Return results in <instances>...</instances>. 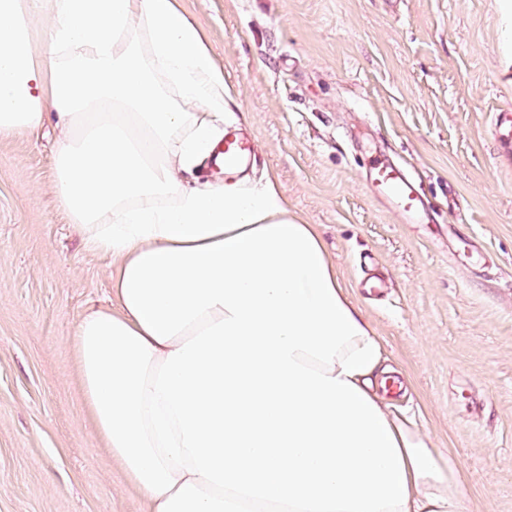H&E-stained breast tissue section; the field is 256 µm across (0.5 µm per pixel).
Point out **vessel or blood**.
Segmentation results:
<instances>
[{
    "instance_id": "1",
    "label": "vessel or blood",
    "mask_w": 512,
    "mask_h": 512,
    "mask_svg": "<svg viewBox=\"0 0 512 512\" xmlns=\"http://www.w3.org/2000/svg\"><path fill=\"white\" fill-rule=\"evenodd\" d=\"M253 151L250 140L235 127L224 129V143L213 159V164L225 176L235 174ZM369 181L375 193L387 200L390 207L407 222H421L426 215L422 192L400 168L376 158L371 162Z\"/></svg>"
}]
</instances>
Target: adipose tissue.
<instances>
[{
	"label": "adipose tissue",
	"mask_w": 512,
	"mask_h": 512,
	"mask_svg": "<svg viewBox=\"0 0 512 512\" xmlns=\"http://www.w3.org/2000/svg\"><path fill=\"white\" fill-rule=\"evenodd\" d=\"M224 105L175 0H0V139L56 115L59 206L114 266L73 338L97 435L149 512H471L456 460L378 396L381 343L284 193L188 185Z\"/></svg>",
	"instance_id": "adipose-tissue-1"
}]
</instances>
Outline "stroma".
Masks as SVG:
<instances>
[{
    "label": "stroma",
    "mask_w": 512,
    "mask_h": 512,
    "mask_svg": "<svg viewBox=\"0 0 512 512\" xmlns=\"http://www.w3.org/2000/svg\"><path fill=\"white\" fill-rule=\"evenodd\" d=\"M501 0H178L273 179L313 225L384 349L390 411L448 449L472 512H512V23ZM48 124L0 140V512H143L96 435L72 346L109 257L59 211ZM419 177L430 224L364 180ZM385 286L367 295L362 262Z\"/></svg>",
    "instance_id": "obj_1"
}]
</instances>
